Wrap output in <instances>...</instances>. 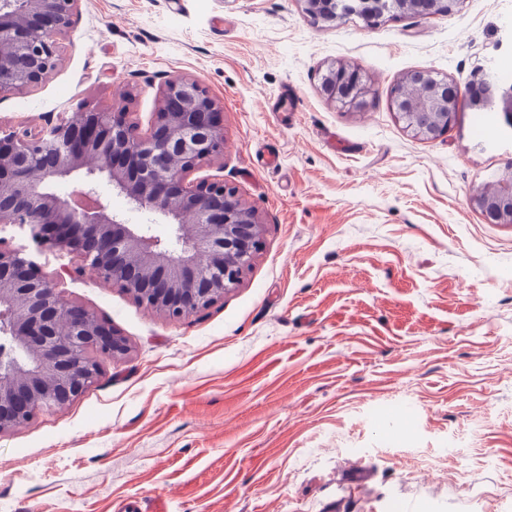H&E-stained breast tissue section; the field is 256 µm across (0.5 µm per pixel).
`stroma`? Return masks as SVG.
<instances>
[{"label": "stroma", "instance_id": "35a3bbf8", "mask_svg": "<svg viewBox=\"0 0 512 512\" xmlns=\"http://www.w3.org/2000/svg\"><path fill=\"white\" fill-rule=\"evenodd\" d=\"M61 46L0 98V131L119 91L146 125L165 76L198 78L224 154L190 178L254 206L262 247L183 320L40 256L129 350L0 432V512H512V224L470 204L512 161V125L466 107L426 142L389 101L415 70L464 86L512 67V0L372 26L302 0H80ZM334 63L373 85L365 111L322 95Z\"/></svg>", "mask_w": 512, "mask_h": 512}]
</instances>
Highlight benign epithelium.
<instances>
[{
    "instance_id": "1",
    "label": "benign epithelium",
    "mask_w": 512,
    "mask_h": 512,
    "mask_svg": "<svg viewBox=\"0 0 512 512\" xmlns=\"http://www.w3.org/2000/svg\"><path fill=\"white\" fill-rule=\"evenodd\" d=\"M79 0H0V98L40 83L62 61L60 39ZM326 22L357 14L375 23L409 13L413 0H305ZM482 80L467 90L431 72L413 96L390 99L406 128L422 141L440 137L465 107L497 110L512 124V85L487 97ZM320 90L335 105L363 111L372 88L356 78L346 96L336 91V65ZM424 108L432 124L407 123ZM224 153L223 112L198 78H166L160 106L140 131L127 104L86 109L48 130L0 135V224L29 230L36 252L0 238V432L26 425L37 412L61 409L95 383V356L118 359L128 347L87 308L59 291L39 257H67L70 272L117 286L141 306L171 319L193 316L224 297L261 249L262 219L222 181L191 183L189 174ZM83 172L84 188L61 195L53 183ZM103 176L131 209L172 226L165 241L150 224H131L112 212L95 182ZM472 206L495 222L512 224V162L495 193Z\"/></svg>"
}]
</instances>
